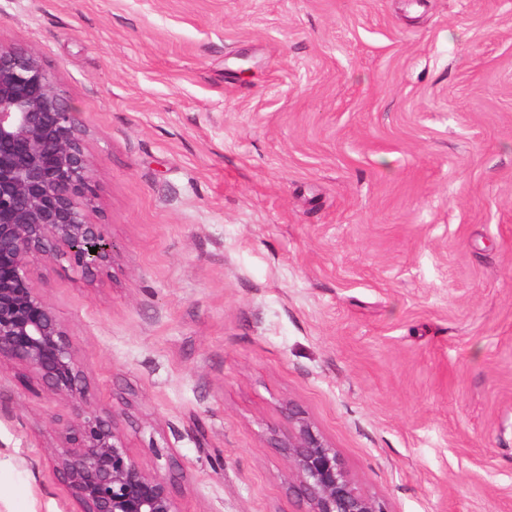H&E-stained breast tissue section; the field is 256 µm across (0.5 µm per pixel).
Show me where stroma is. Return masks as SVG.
<instances>
[{"instance_id": "obj_1", "label": "stroma", "mask_w": 512, "mask_h": 512, "mask_svg": "<svg viewBox=\"0 0 512 512\" xmlns=\"http://www.w3.org/2000/svg\"><path fill=\"white\" fill-rule=\"evenodd\" d=\"M0 43L114 244L32 278L181 512H304L289 402L385 512H512V0H0ZM74 417L0 363V512H73Z\"/></svg>"}]
</instances>
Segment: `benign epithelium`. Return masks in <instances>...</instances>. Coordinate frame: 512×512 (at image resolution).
<instances>
[{"label": "benign epithelium", "instance_id": "obj_1", "mask_svg": "<svg viewBox=\"0 0 512 512\" xmlns=\"http://www.w3.org/2000/svg\"><path fill=\"white\" fill-rule=\"evenodd\" d=\"M84 133L37 53L0 44V360L77 403L76 418L59 421L56 457L76 512H180L170 479L132 457L115 419L87 398L71 336L31 277L37 262L66 258L89 271L111 261L107 230L86 218L95 184ZM282 415L287 427L273 428L272 442L305 512H384L297 406Z\"/></svg>", "mask_w": 512, "mask_h": 512}]
</instances>
